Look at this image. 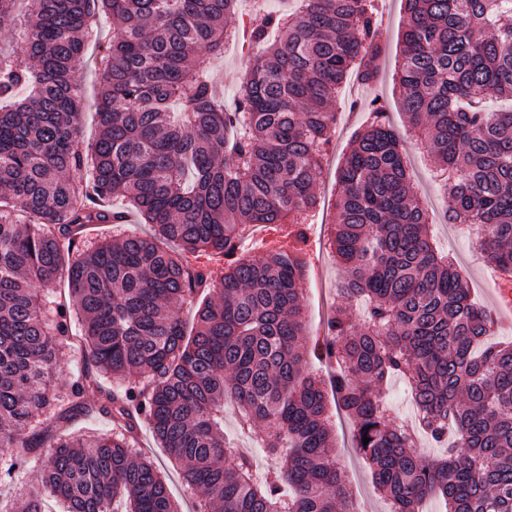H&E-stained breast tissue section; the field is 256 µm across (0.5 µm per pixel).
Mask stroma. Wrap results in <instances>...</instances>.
Masks as SVG:
<instances>
[{"mask_svg": "<svg viewBox=\"0 0 512 512\" xmlns=\"http://www.w3.org/2000/svg\"><path fill=\"white\" fill-rule=\"evenodd\" d=\"M378 8L381 22L377 36L381 48L379 76L371 83H348L335 103L334 110L338 114L336 134L316 182L319 205L307 231V250L317 255L320 272L316 275L307 274L300 283L306 305L307 329L313 336L323 332L331 307L339 301L336 285L342 270L322 239L324 226L333 224L336 219V170L348 152L355 133L364 125L368 108L373 106L383 110L386 124L391 125L402 139L408 171L419 199L428 208L435 236L440 246L456 259L473 298L491 309L494 308L498 296V285L481 259L473 232L463 225L448 223L445 214L447 200L443 187L434 178L420 142L409 131L400 107L399 94L392 86V72L401 48L403 0H378ZM101 50V45H90L77 68V80L82 94V143L86 146L98 134L94 114L97 108L99 77L94 60ZM247 65V57L234 47L225 51L223 58L213 63L216 89L226 109H233L241 98ZM331 429L335 439L336 460L348 487L355 491L363 512H390L389 503L374 492L369 468L354 447L353 421L342 414L333 415ZM131 446L137 453L149 458L164 475L180 512H195L197 498L184 484L181 467L173 464L164 450L159 448L147 423H140Z\"/></svg>", "mask_w": 512, "mask_h": 512, "instance_id": "1", "label": "stroma"}]
</instances>
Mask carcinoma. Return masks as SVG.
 Returning <instances> with one entry per match:
<instances>
[{
  "label": "carcinoma",
  "instance_id": "carcinoma-1",
  "mask_svg": "<svg viewBox=\"0 0 512 512\" xmlns=\"http://www.w3.org/2000/svg\"><path fill=\"white\" fill-rule=\"evenodd\" d=\"M0 0V448L27 463L24 431L52 407L60 344L81 327L96 368L66 384L71 425L93 409L112 436L52 439L42 487L0 512H178L154 464L130 447L137 419L203 492L197 512H359L333 453L326 390L355 421L356 449L392 512H512V344L490 343L494 317L475 305L417 200L396 132L370 111L337 173L328 245L342 304L313 353L336 362L325 383L306 370L301 291L316 178L335 132L330 106L351 75L377 69L376 0H300L250 22L255 55L242 99L217 105L210 59L224 53L238 0ZM400 107L437 174L451 224L468 226L493 269L512 272V0H404ZM113 21L96 64L98 135L80 147L74 78ZM82 171L76 182L65 177ZM120 196L152 233L129 230L82 248L89 224H123ZM288 225V249L256 261L243 228ZM175 248L169 249L166 244ZM228 258L214 277L185 254ZM67 282L71 301L45 310L39 289ZM203 298L187 326L183 305ZM363 301L362 323L348 313ZM146 373L149 390L101 392L99 377ZM407 376L421 429L448 456L429 462L373 388ZM242 426L284 459L260 474L224 438V399ZM370 438L364 443L363 438Z\"/></svg>",
  "mask_w": 512,
  "mask_h": 512
}]
</instances>
